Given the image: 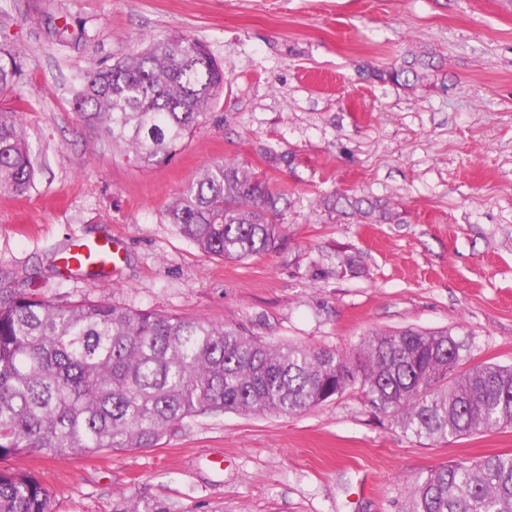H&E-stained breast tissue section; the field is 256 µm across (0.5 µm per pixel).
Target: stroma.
<instances>
[{
  "label": "stroma",
  "mask_w": 512,
  "mask_h": 512,
  "mask_svg": "<svg viewBox=\"0 0 512 512\" xmlns=\"http://www.w3.org/2000/svg\"><path fill=\"white\" fill-rule=\"evenodd\" d=\"M174 35L208 47L224 89L174 159L129 163L73 89ZM1 44L22 76L0 106L41 163L28 195L0 191V266L23 287L344 353L371 330L445 328L466 366L512 365V0H0ZM414 55L435 69L413 88L376 79ZM225 160L287 192L275 250L220 260L167 223L182 186ZM335 192L390 216L325 209ZM75 237L116 241V269L60 272ZM500 453L512 429L419 440L356 384L300 415L201 414L154 448L7 465L37 474L51 512H111L120 494L187 512H406L414 479Z\"/></svg>",
  "instance_id": "35a3bbf8"
}]
</instances>
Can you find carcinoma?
Returning <instances> with one entry per match:
<instances>
[{
  "mask_svg": "<svg viewBox=\"0 0 512 512\" xmlns=\"http://www.w3.org/2000/svg\"><path fill=\"white\" fill-rule=\"evenodd\" d=\"M432 62L403 60L380 80L410 86ZM17 52L0 49V89L20 80ZM224 72L197 40L154 39L84 77L74 106L137 164L162 163L199 125ZM33 151L19 113L0 110V190L26 195ZM367 218L379 200L322 199ZM288 196L237 161L213 163L186 184L165 217L208 256L242 260L281 236ZM446 329L371 331L351 353L266 341L237 326L118 308L56 305L15 286L0 268V461L39 453L153 448L198 414L297 415L360 383L371 405L426 440L512 427V367L460 369ZM408 512H512V453L452 461L415 479ZM31 474L0 469V512H50ZM112 512H179L155 495L112 499Z\"/></svg>",
  "mask_w": 512,
  "mask_h": 512,
  "instance_id": "1",
  "label": "carcinoma"
}]
</instances>
